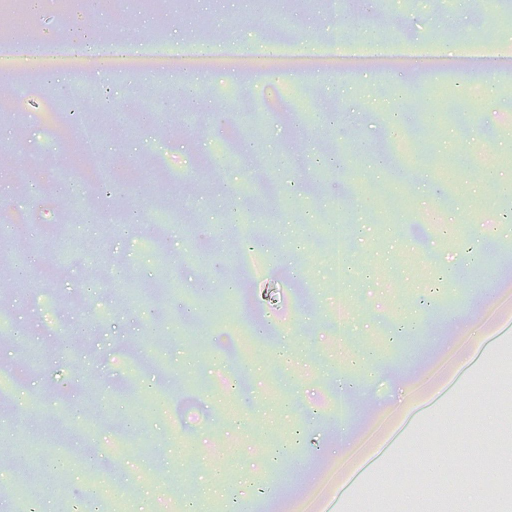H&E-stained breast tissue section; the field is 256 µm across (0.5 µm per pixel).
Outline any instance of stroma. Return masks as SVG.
Instances as JSON below:
<instances>
[{"label":"stroma","instance_id":"1","mask_svg":"<svg viewBox=\"0 0 512 512\" xmlns=\"http://www.w3.org/2000/svg\"><path fill=\"white\" fill-rule=\"evenodd\" d=\"M196 6L161 25L123 8L98 14L90 0L62 18L44 0L28 24L47 36L89 28L142 41L161 27L172 44L290 35L320 50L346 31L425 54L512 37V14L489 0H323L284 26L270 24L264 0ZM52 67L40 80L24 60L0 62V105L22 115L0 123L10 175L0 249L15 225L37 246L23 265L33 289L0 281V304L24 330L0 341V380L20 378L0 403V507L23 512L32 495L48 512H74L93 488L115 512H224L229 497L247 512H352L379 488L402 512H423L420 485L440 458L459 512H496L466 469L476 449L498 454L490 413L512 414L495 399L512 363V226L499 220L498 196L512 181V58L490 80L457 62L415 73L349 58L322 77L311 63L261 83L207 66L193 86L215 93L190 103L173 66ZM100 85L109 101L46 132L58 101ZM253 106L264 113L255 135L235 119ZM144 108L148 123L124 134L127 113ZM90 128L93 176L64 179ZM145 155L174 180L148 169L136 186L95 192L113 160ZM258 181L274 186L279 216L252 209L244 189ZM159 195L181 223H151ZM116 209L139 219L114 223ZM229 218L231 233L215 240ZM48 224L69 225V252L46 239ZM472 224L486 228L476 260L459 252ZM253 232L265 250L247 251ZM269 252L277 259L260 274L240 262ZM341 253L352 258L345 279L332 266ZM441 267L452 278L438 289ZM163 268L173 292L159 318L148 288ZM203 280L212 291L201 296ZM405 318L408 335L387 338V324ZM36 346L47 353L26 370ZM302 429L305 444L295 440ZM19 441L41 471L30 491ZM263 448L278 449L277 460L262 463Z\"/></svg>","mask_w":512,"mask_h":512}]
</instances>
